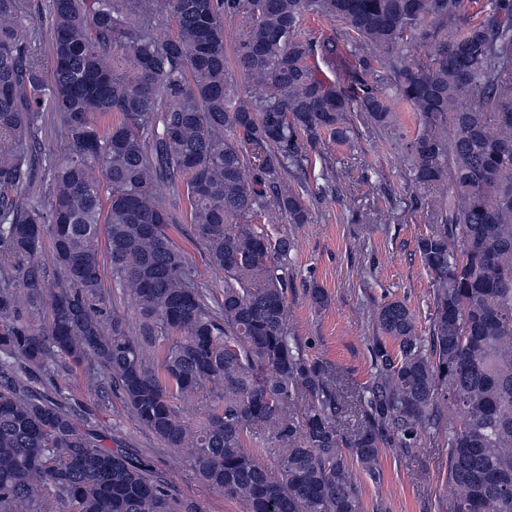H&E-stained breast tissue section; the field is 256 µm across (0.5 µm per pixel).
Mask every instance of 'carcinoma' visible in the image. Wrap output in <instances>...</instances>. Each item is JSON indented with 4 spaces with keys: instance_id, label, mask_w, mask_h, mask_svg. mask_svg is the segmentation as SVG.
<instances>
[{
    "instance_id": "cac0c4a2",
    "label": "carcinoma",
    "mask_w": 512,
    "mask_h": 512,
    "mask_svg": "<svg viewBox=\"0 0 512 512\" xmlns=\"http://www.w3.org/2000/svg\"><path fill=\"white\" fill-rule=\"evenodd\" d=\"M461 5L49 0L46 62L34 4L0 0V512H203L174 477L103 446L64 397L40 390L62 363L85 368L95 394L118 391L246 512H364L352 464L376 481L382 448L410 455L426 435L448 447L438 512H512V0L460 32ZM307 14L355 38L353 65L348 41L320 45L347 85L307 64ZM227 19L244 22L234 68L256 96L237 93ZM415 33L434 45L426 62L405 51ZM386 56L390 79L377 76ZM404 110L418 121L402 147L412 181L451 187L416 241L434 311L423 337L404 302L380 305L373 374L356 388L290 336L295 242L252 220L309 223L287 181L307 161L299 137L344 142L347 113L383 130ZM46 112L68 148L39 182L30 144ZM176 197L224 274L216 310L172 237ZM102 234L134 323L109 311ZM187 398L204 421L182 416Z\"/></svg>"
}]
</instances>
